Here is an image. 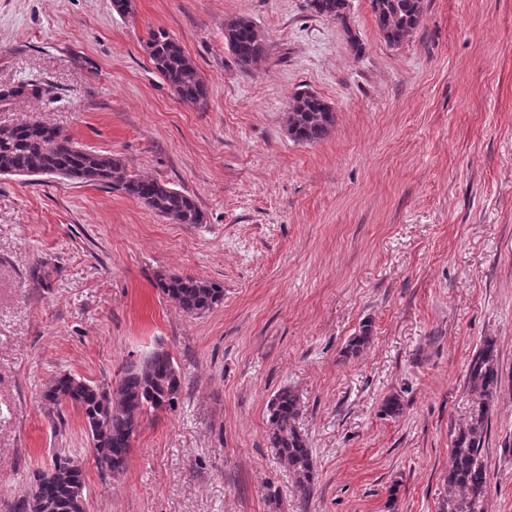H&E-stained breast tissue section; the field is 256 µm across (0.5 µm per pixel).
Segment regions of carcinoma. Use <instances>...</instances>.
Segmentation results:
<instances>
[{
	"label": "carcinoma",
	"instance_id": "cac0c4a2",
	"mask_svg": "<svg viewBox=\"0 0 512 512\" xmlns=\"http://www.w3.org/2000/svg\"><path fill=\"white\" fill-rule=\"evenodd\" d=\"M372 17L384 42L399 47L419 27L424 0H369ZM349 0H307L319 16L346 23ZM224 43L238 64L247 69L268 55L264 32L248 17L224 23ZM149 58L179 99L200 109L209 96L208 86L182 45L164 29L150 34ZM42 83L0 85V106L25 98L51 96ZM336 123L335 109L310 90L296 91L289 104L288 135L297 143L312 144L326 138ZM0 175H49L78 180L128 196L148 210L175 224H201L204 213L196 201L166 183L133 175L120 159L89 151L55 126L24 124L0 127ZM155 287L188 315H201L224 301V287L190 276L159 274ZM371 340V324L362 323L346 346V355L360 354ZM475 395L470 421L453 440L448 470L447 512H475L487 492L489 477L481 457L488 429L489 407L498 389V350L492 339L481 344L467 370ZM182 391V378L172 356L155 350L140 362L126 363L114 384L94 386L71 374L55 377L43 397L57 406H71L82 414L85 433L98 465L113 475L123 472L131 450V436L142 418L173 410ZM268 441L286 463L298 491L310 494L315 472L311 449L296 426L300 414L298 396L284 388L267 403ZM75 456L59 453L53 466L32 473L30 492L13 500L10 512H85L86 481Z\"/></svg>",
	"mask_w": 512,
	"mask_h": 512
}]
</instances>
